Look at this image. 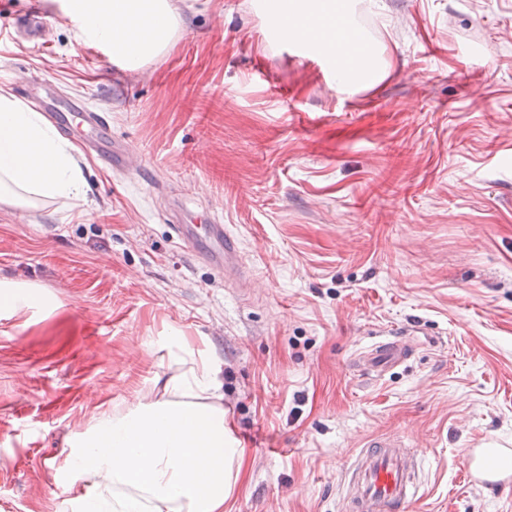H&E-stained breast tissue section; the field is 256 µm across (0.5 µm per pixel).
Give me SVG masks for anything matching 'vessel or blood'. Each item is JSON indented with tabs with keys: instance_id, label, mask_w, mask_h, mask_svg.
<instances>
[{
	"instance_id": "obj_1",
	"label": "vessel or blood",
	"mask_w": 512,
	"mask_h": 512,
	"mask_svg": "<svg viewBox=\"0 0 512 512\" xmlns=\"http://www.w3.org/2000/svg\"><path fill=\"white\" fill-rule=\"evenodd\" d=\"M51 122L78 119L87 129L88 145L100 151L118 169L127 168L130 153L112 142L108 118L80 104L67 112L48 111ZM177 238L194 248L197 257L225 272L239 276L242 266L234 237L224 225L213 223L195 228L174 225ZM410 341L384 340L359 355L356 365L361 372L380 375L402 364L411 354ZM415 453L395 438H381L367 443L356 456L348 475L344 512H409L417 501L419 489L414 470Z\"/></svg>"
}]
</instances>
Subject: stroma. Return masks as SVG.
<instances>
[{
  "label": "stroma",
  "instance_id": "35a3bbf8",
  "mask_svg": "<svg viewBox=\"0 0 512 512\" xmlns=\"http://www.w3.org/2000/svg\"><path fill=\"white\" fill-rule=\"evenodd\" d=\"M386 70L283 41L260 0H183L166 51L133 76L80 42L53 0H0V92L106 113L126 171L76 149L80 200L0 208V512H62L64 439L130 406L190 337L224 367L245 451L224 512H342L364 443L420 463L411 512H512V477L466 482L468 451L512 449V0H350ZM33 15L45 43L19 40ZM220 220L248 283L169 227ZM382 376L358 356L406 331ZM1 301L14 309H23L37 304L41 300V290L34 287H25L21 285L2 283Z\"/></svg>",
  "mask_w": 512,
  "mask_h": 512
}]
</instances>
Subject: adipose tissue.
<instances>
[{"instance_id": "adipose-tissue-1", "label": "adipose tissue", "mask_w": 512, "mask_h": 512, "mask_svg": "<svg viewBox=\"0 0 512 512\" xmlns=\"http://www.w3.org/2000/svg\"><path fill=\"white\" fill-rule=\"evenodd\" d=\"M59 16L87 45H104L128 72L169 46L180 23L174 0H58ZM281 38L335 31L337 0H262ZM70 143L40 113L0 94V206L80 198ZM60 479L71 512H224L240 481L243 448L224 406V369L188 354L162 387L129 409L104 413L68 441Z\"/></svg>"}]
</instances>
